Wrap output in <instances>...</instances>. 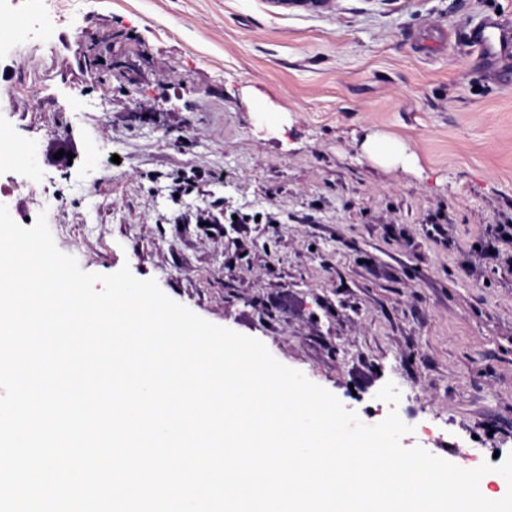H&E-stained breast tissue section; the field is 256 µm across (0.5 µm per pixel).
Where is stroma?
<instances>
[{
	"mask_svg": "<svg viewBox=\"0 0 512 512\" xmlns=\"http://www.w3.org/2000/svg\"><path fill=\"white\" fill-rule=\"evenodd\" d=\"M512 0H0V135L57 248L129 267L367 424L512 456ZM402 141L410 168L364 150ZM68 157H59L60 149ZM473 41L482 53L496 56L509 53L510 37L502 33L493 22L488 21L484 26L473 32Z\"/></svg>",
	"mask_w": 512,
	"mask_h": 512,
	"instance_id": "obj_1",
	"label": "stroma"
}]
</instances>
